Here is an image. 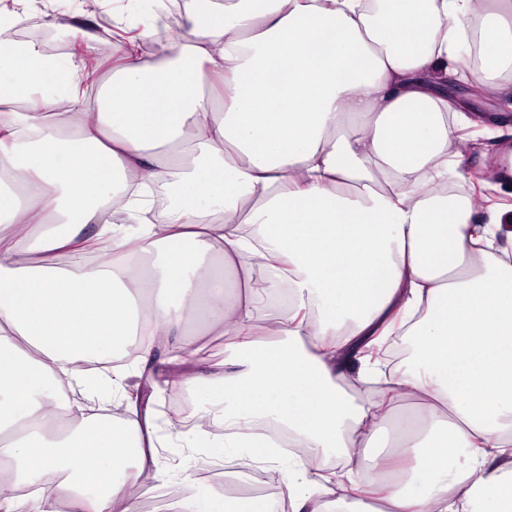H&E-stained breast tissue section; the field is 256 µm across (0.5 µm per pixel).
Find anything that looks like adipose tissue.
Here are the masks:
<instances>
[{
  "label": "adipose tissue",
  "mask_w": 512,
  "mask_h": 512,
  "mask_svg": "<svg viewBox=\"0 0 512 512\" xmlns=\"http://www.w3.org/2000/svg\"><path fill=\"white\" fill-rule=\"evenodd\" d=\"M474 18L477 80L511 92L512 0H211L92 100L86 58L0 39V512H139L159 451L133 420L86 414L79 366L186 311L224 338L223 370L190 383L223 396L225 447L277 463L244 432L262 420L298 443L277 500L249 512H350L359 494L364 512H512V260L477 250L512 245V204L482 220L435 188L457 167L448 81L471 68ZM157 188L171 203L152 219ZM88 224L121 260L63 263ZM397 329L416 370L354 400L345 383L381 374L363 349ZM409 399L425 416L363 477ZM330 451L336 483L308 467Z\"/></svg>",
  "instance_id": "1"
}]
</instances>
